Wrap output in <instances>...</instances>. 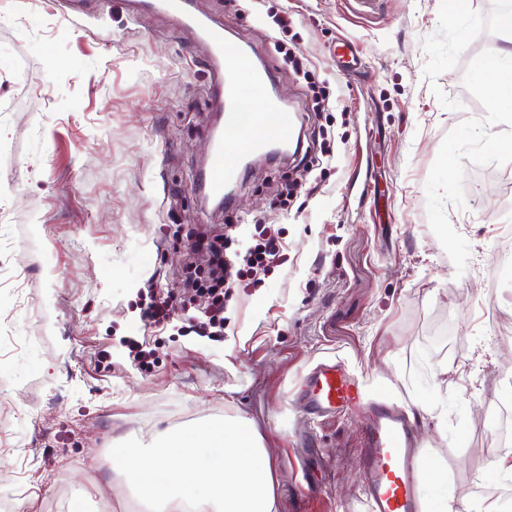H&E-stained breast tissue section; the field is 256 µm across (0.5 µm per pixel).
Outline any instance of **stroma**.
<instances>
[{"mask_svg":"<svg viewBox=\"0 0 512 512\" xmlns=\"http://www.w3.org/2000/svg\"><path fill=\"white\" fill-rule=\"evenodd\" d=\"M191 0L229 43L269 67L300 115L297 152L243 177L215 210L195 189L214 136L217 67L195 28L140 0H0V298L24 348L0 361V436L32 448L0 470L28 484L11 512H147L131 486L91 468L113 440L152 442L200 420L249 419L277 473V512H367L361 417L305 419L304 375L339 359L414 417L423 458L472 512H512L494 471L498 402L512 380V119L484 78L512 48V0ZM350 40L364 67L339 72ZM299 48L310 76L279 45ZM342 101L317 109L313 86ZM334 155L304 172L303 155ZM296 190L280 204L286 185ZM279 230L287 261L236 291L224 334L176 313L146 337L148 290L177 292L202 235ZM149 338L148 367L126 339ZM427 413H419L418 405Z\"/></svg>","mask_w":512,"mask_h":512,"instance_id":"1","label":"stroma"}]
</instances>
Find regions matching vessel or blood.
Returning a JSON list of instances; mask_svg holds the SVG:
<instances>
[{"mask_svg": "<svg viewBox=\"0 0 512 512\" xmlns=\"http://www.w3.org/2000/svg\"><path fill=\"white\" fill-rule=\"evenodd\" d=\"M208 41L224 64L228 113L223 136L210 148L204 191L226 201L247 160L294 140L299 116L281 106L270 69L257 67L248 51L227 45L222 29H211ZM246 95L252 106L242 112L237 104ZM296 397L314 420L366 413L360 477L368 512H420V443L403 411L381 401L367 403L363 384L340 362L317 365Z\"/></svg>", "mask_w": 512, "mask_h": 512, "instance_id": "b4317fda", "label": "vessel or blood"}]
</instances>
